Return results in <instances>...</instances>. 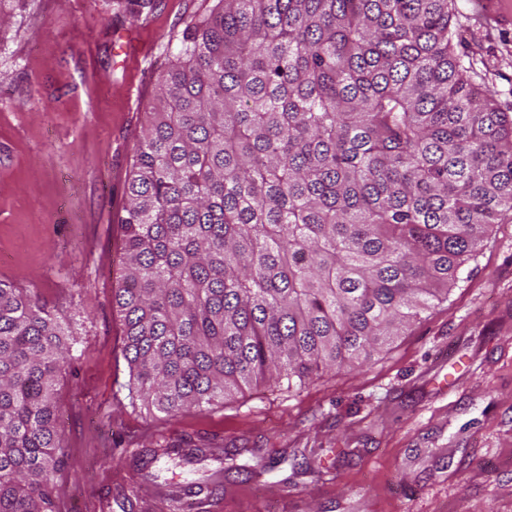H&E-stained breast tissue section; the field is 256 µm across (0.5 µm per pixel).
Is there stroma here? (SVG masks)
I'll list each match as a JSON object with an SVG mask.
<instances>
[{
  "instance_id": "obj_1",
  "label": "stroma",
  "mask_w": 512,
  "mask_h": 512,
  "mask_svg": "<svg viewBox=\"0 0 512 512\" xmlns=\"http://www.w3.org/2000/svg\"><path fill=\"white\" fill-rule=\"evenodd\" d=\"M217 3L150 0L136 17L128 0H0V279L75 341L57 384V512H169L178 496L186 512H512V224L365 367L175 418L131 405L112 306L125 179L145 103ZM453 8L455 52L512 113V0L493 17L483 0ZM159 442L175 452L150 461Z\"/></svg>"
}]
</instances>
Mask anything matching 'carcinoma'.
Masks as SVG:
<instances>
[{
	"label": "carcinoma",
	"instance_id": "obj_1",
	"mask_svg": "<svg viewBox=\"0 0 512 512\" xmlns=\"http://www.w3.org/2000/svg\"><path fill=\"white\" fill-rule=\"evenodd\" d=\"M452 0H219L155 86L112 301L131 404L169 417L368 362L512 223V113ZM72 346L0 280V512H55Z\"/></svg>",
	"mask_w": 512,
	"mask_h": 512
}]
</instances>
